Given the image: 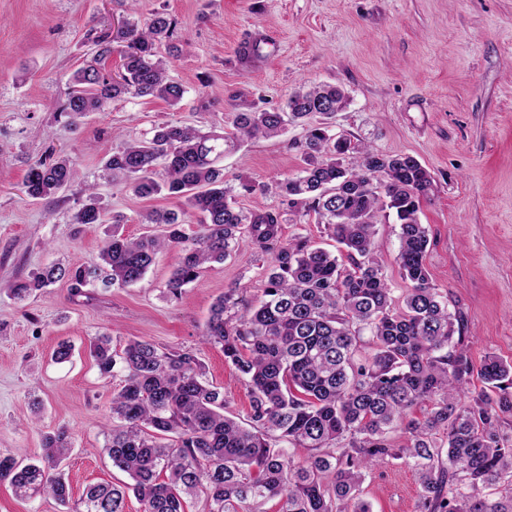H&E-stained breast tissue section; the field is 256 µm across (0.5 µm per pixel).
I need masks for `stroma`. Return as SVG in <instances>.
I'll use <instances>...</instances> for the list:
<instances>
[{"mask_svg": "<svg viewBox=\"0 0 512 512\" xmlns=\"http://www.w3.org/2000/svg\"><path fill=\"white\" fill-rule=\"evenodd\" d=\"M157 13L176 25L179 54L163 46L159 55L185 90L178 105L127 95L68 124L69 78L92 57L88 30ZM306 83L346 94L332 133L413 156L431 173L419 213L431 282L463 313L473 362L489 353L512 362V0H0V454L37 458L44 435L64 426L73 498L90 484L125 480L104 450L112 393L125 375L101 377L86 351L103 334L117 351L133 339L191 351L223 393L225 415L247 422L244 384L201 334L228 289L248 300L262 294L271 257L249 239L177 295L167 289L173 248L128 287L76 296L63 279L22 300L11 290L53 263H97L113 216L139 237L163 230L142 223L143 214L184 210L164 192L134 195L106 170L121 144L167 122L228 132L236 113L282 107ZM306 134L292 124L226 149L218 166L237 207H280L278 195L242 186L298 174ZM62 156L75 163L74 181L48 199L25 196L29 167ZM91 185L103 221L74 223ZM399 232L391 217L375 227V255L398 301L409 286L397 263ZM62 341L73 354L58 363L52 354ZM417 488L414 472L392 461L366 473L361 497L372 512H414Z\"/></svg>", "mask_w": 512, "mask_h": 512, "instance_id": "stroma-1", "label": "stroma"}]
</instances>
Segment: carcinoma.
<instances>
[{
	"label": "carcinoma",
	"mask_w": 512,
	"mask_h": 512,
	"mask_svg": "<svg viewBox=\"0 0 512 512\" xmlns=\"http://www.w3.org/2000/svg\"><path fill=\"white\" fill-rule=\"evenodd\" d=\"M173 32V21L160 13L142 27L124 22L112 32L90 29L94 55L70 79L63 110L69 124L127 93L177 104L184 89L158 55ZM117 46L122 64L113 75L105 61ZM326 104L342 108L346 98L331 85L311 84L282 109L237 113L232 138L164 124L151 137L126 143L105 167L130 179L139 197L165 190L183 199L201 214L199 231L189 238L178 213L150 211L142 223L164 224L166 235L129 238L115 216L98 265L51 264L12 288L22 297L64 277L77 292L99 282L131 286L161 249L172 247L178 261L167 288L176 295L202 269L231 258L247 231L254 246L272 255L266 288L250 301L234 289L224 293L202 337L221 347L242 378L250 427L224 415V396L204 380L192 353L161 351L146 340L118 353L101 335L89 344L100 374L109 376L118 365L126 372L112 395L105 451L131 482L93 484L71 502L62 470L72 448L65 428L43 437L36 463L0 455V482L20 495L45 492L66 512H125L130 493L143 512H185L186 496L203 499L207 512H264L274 500L278 512H370L360 498L365 471L396 460L416 473L415 512H512V432L505 431L512 363L489 354L474 365L462 336L464 316L450 312L448 299L431 284L424 264L428 230L418 216L432 187L428 170L412 156L339 140L322 123L308 128L299 174L276 181L288 212H245L229 201L216 166L226 147L235 139L277 136ZM75 175L67 159L40 161L29 169L23 192L50 198ZM312 212L344 248L349 265L307 239L283 240L285 214ZM390 214L400 226V272L411 284L399 307L373 247L375 225ZM101 215L90 190L74 223L99 224ZM474 376L482 386L471 390ZM422 405L426 415L411 417ZM401 426L410 439L397 448L389 434ZM284 444L301 455L285 452Z\"/></svg>",
	"instance_id": "1"
}]
</instances>
